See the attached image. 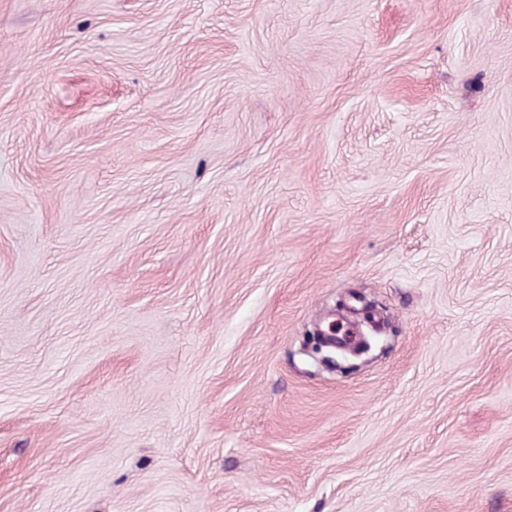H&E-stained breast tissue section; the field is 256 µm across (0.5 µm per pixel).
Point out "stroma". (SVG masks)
I'll return each mask as SVG.
<instances>
[{
    "mask_svg": "<svg viewBox=\"0 0 512 512\" xmlns=\"http://www.w3.org/2000/svg\"><path fill=\"white\" fill-rule=\"evenodd\" d=\"M0 512H512V0H0ZM340 326H341V323H340L339 319H336V321L328 322L324 329L318 328L317 334H316L317 342L314 343L315 346L310 347L306 351L311 352V354L315 355L316 357H317V355H320V357H318V359L323 361L324 363H331V362L334 363L335 359L331 356L324 355L322 348L326 347V348H333V349H341V346L339 344H332L324 338L325 335L332 336V333L336 334V332Z\"/></svg>",
    "mask_w": 512,
    "mask_h": 512,
    "instance_id": "stroma-1",
    "label": "stroma"
}]
</instances>
